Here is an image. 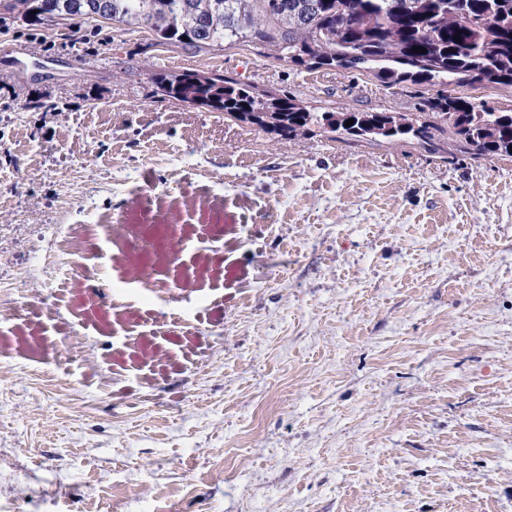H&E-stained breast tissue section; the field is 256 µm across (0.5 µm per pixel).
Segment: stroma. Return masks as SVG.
Here are the masks:
<instances>
[{
	"label": "stroma",
	"mask_w": 512,
	"mask_h": 512,
	"mask_svg": "<svg viewBox=\"0 0 512 512\" xmlns=\"http://www.w3.org/2000/svg\"><path fill=\"white\" fill-rule=\"evenodd\" d=\"M457 93L0 10V512H512V159L175 101Z\"/></svg>",
	"instance_id": "obj_1"
}]
</instances>
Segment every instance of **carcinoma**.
Here are the masks:
<instances>
[{
    "mask_svg": "<svg viewBox=\"0 0 512 512\" xmlns=\"http://www.w3.org/2000/svg\"><path fill=\"white\" fill-rule=\"evenodd\" d=\"M7 0L37 25L56 18L121 23L163 44L206 49L226 42L263 45L308 68L358 70L386 86L512 90V0ZM459 39H454V36ZM425 53L413 52L414 47ZM178 102L222 112L288 140L318 132L351 143L417 144L435 153L445 140L472 159L512 158V108L440 94L426 112H313L286 95L259 93L221 74L157 78ZM353 120L349 127L347 120Z\"/></svg>",
    "mask_w": 512,
    "mask_h": 512,
    "instance_id": "carcinoma-1",
    "label": "carcinoma"
}]
</instances>
